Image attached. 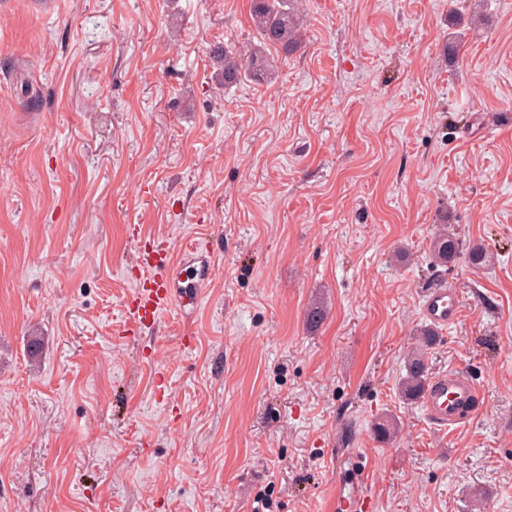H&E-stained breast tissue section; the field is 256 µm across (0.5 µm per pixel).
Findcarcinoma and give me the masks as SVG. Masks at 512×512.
<instances>
[{
	"instance_id": "cac0c4a2",
	"label": "carcinoma",
	"mask_w": 512,
	"mask_h": 512,
	"mask_svg": "<svg viewBox=\"0 0 512 512\" xmlns=\"http://www.w3.org/2000/svg\"><path fill=\"white\" fill-rule=\"evenodd\" d=\"M299 0H251V17L260 43L283 52L295 46L302 37L294 18ZM222 63L224 88L232 87L247 75L262 78L268 74L269 63L263 52L247 45H224L217 51ZM462 252L458 239L445 229L437 231L431 241V257L442 265L454 262ZM426 365L423 354L412 353L406 361V375L401 390L408 400L421 394L425 383Z\"/></svg>"
}]
</instances>
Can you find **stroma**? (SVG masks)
Listing matches in <instances>:
<instances>
[{"label":"stroma","instance_id":"35a3bbf8","mask_svg":"<svg viewBox=\"0 0 512 512\" xmlns=\"http://www.w3.org/2000/svg\"><path fill=\"white\" fill-rule=\"evenodd\" d=\"M249 4L0 0V512H512V0H302L226 91ZM132 224L215 259L146 337ZM442 282L445 432L399 388ZM216 54L222 63L221 77L224 89L237 85L247 75L264 78V75L268 74L267 57L259 48L236 44L224 45ZM430 249L433 262L442 265L453 263L462 252L458 239L445 229H441L434 234ZM422 314L435 326H448L459 315V300L454 288L439 284L428 290L423 301Z\"/></svg>","mask_w":512,"mask_h":512}]
</instances>
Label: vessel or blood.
<instances>
[{"label": "vessel or blood", "instance_id": "obj_1", "mask_svg": "<svg viewBox=\"0 0 512 512\" xmlns=\"http://www.w3.org/2000/svg\"><path fill=\"white\" fill-rule=\"evenodd\" d=\"M137 264L141 277L127 311L144 334L154 332L162 311L167 308L197 306L203 296L202 289L215 270L210 249L194 245L178 255L158 241L139 250ZM421 310L432 325L455 322L459 315L456 290L445 284L430 288ZM478 395L479 387L469 373L451 369L433 374L421 399L429 420L447 430L471 418Z\"/></svg>", "mask_w": 512, "mask_h": 512}]
</instances>
